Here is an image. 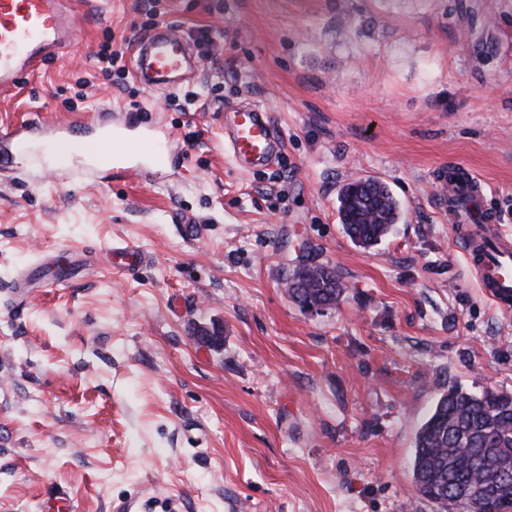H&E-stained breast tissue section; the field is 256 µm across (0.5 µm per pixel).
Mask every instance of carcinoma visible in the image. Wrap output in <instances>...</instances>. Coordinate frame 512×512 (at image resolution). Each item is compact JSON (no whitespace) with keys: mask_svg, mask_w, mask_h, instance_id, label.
I'll return each instance as SVG.
<instances>
[{"mask_svg":"<svg viewBox=\"0 0 512 512\" xmlns=\"http://www.w3.org/2000/svg\"><path fill=\"white\" fill-rule=\"evenodd\" d=\"M340 223L357 245L371 247L399 219L388 187L375 178L353 179L338 196ZM301 290H288L300 307L338 302L339 275L323 266L301 272ZM512 393H470L450 385L417 431L412 461L417 496L438 512H512Z\"/></svg>","mask_w":512,"mask_h":512,"instance_id":"obj_1","label":"carcinoma"}]
</instances>
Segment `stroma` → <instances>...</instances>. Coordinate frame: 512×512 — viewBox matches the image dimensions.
<instances>
[{
    "mask_svg": "<svg viewBox=\"0 0 512 512\" xmlns=\"http://www.w3.org/2000/svg\"><path fill=\"white\" fill-rule=\"evenodd\" d=\"M72 43L10 92L0 131L140 103L175 157L110 184L0 169V512H436L413 488L415 434L449 385L512 392V310L472 274L438 168L465 166L512 239V0H77ZM206 26L201 70L137 98L96 77L105 32ZM94 77L81 88L80 79ZM270 112L279 159L237 169L224 106ZM402 213L361 248L346 181ZM145 257L134 273L113 246ZM345 290L311 312L300 256ZM42 266L27 288L14 282ZM222 327L224 347L198 345Z\"/></svg>",
    "mask_w": 512,
    "mask_h": 512,
    "instance_id": "35a3bbf8",
    "label": "stroma"
}]
</instances>
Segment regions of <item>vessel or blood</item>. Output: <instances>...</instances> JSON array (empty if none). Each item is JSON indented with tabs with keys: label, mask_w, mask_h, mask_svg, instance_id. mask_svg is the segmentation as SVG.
Listing matches in <instances>:
<instances>
[{
	"label": "vessel or blood",
	"mask_w": 512,
	"mask_h": 512,
	"mask_svg": "<svg viewBox=\"0 0 512 512\" xmlns=\"http://www.w3.org/2000/svg\"><path fill=\"white\" fill-rule=\"evenodd\" d=\"M74 12L64 10L63 0H0V91L14 88L20 80L36 72L44 62L66 45L75 30ZM133 75L146 89H171L182 82L191 63V44L174 25L155 27L132 45ZM41 122L29 120L7 130L0 144V169L13 167L29 144L41 137ZM56 153L61 165L73 164L83 143L74 130L54 132ZM102 157L88 167L95 182L106 184L115 166L128 164L132 173L146 172L149 165L164 158V145L172 134L142 112H126L113 117L109 132H93ZM282 137L269 112L248 105L224 117V152L239 168H256L272 163L281 151ZM436 185L442 199L470 197L478 181L471 174L457 176L455 168L441 167ZM451 222L461 227L468 262L488 297L498 306L512 307V240L498 235L493 214L482 223H473L462 209L449 210Z\"/></svg>",
	"instance_id": "1"
}]
</instances>
